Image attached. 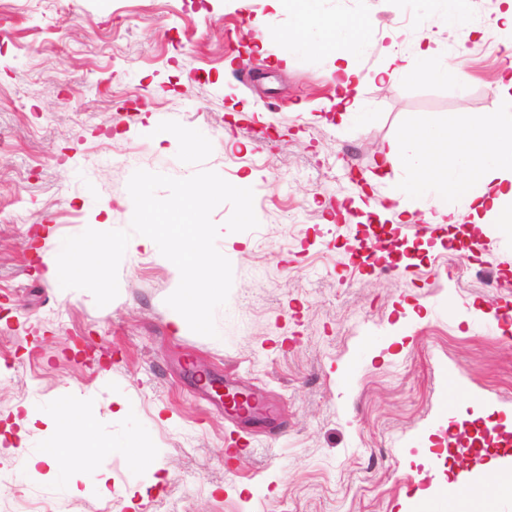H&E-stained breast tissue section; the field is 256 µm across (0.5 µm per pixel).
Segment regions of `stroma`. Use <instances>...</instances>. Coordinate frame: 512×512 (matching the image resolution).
I'll return each mask as SVG.
<instances>
[{"label": "stroma", "instance_id": "35a3bbf8", "mask_svg": "<svg viewBox=\"0 0 512 512\" xmlns=\"http://www.w3.org/2000/svg\"><path fill=\"white\" fill-rule=\"evenodd\" d=\"M318 15L369 21L367 122L338 126L335 61L289 54L303 18L267 0H0V512H413L421 490L449 512L448 446L491 489L473 512H512L496 489L512 457V316L495 313L512 303V238L453 245L418 209L360 266L376 227L339 215L374 146L422 113L495 111L507 63L485 37L460 49L423 0H320ZM421 38L448 72L379 81L386 47ZM139 169L250 181L256 229L229 232V204L212 213L233 269L218 337L174 329L180 275L160 251H126L103 307L42 275L55 240L129 229ZM188 354L262 392L277 434L225 419L191 387ZM64 404L90 414L93 467L37 461ZM131 437L148 460L117 452Z\"/></svg>", "mask_w": 512, "mask_h": 512}]
</instances>
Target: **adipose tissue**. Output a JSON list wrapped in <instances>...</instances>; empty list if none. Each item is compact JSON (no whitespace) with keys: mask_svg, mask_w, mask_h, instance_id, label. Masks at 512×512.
<instances>
[{"mask_svg":"<svg viewBox=\"0 0 512 512\" xmlns=\"http://www.w3.org/2000/svg\"><path fill=\"white\" fill-rule=\"evenodd\" d=\"M362 28L343 20L305 24L301 35L288 39V50L336 59L342 86L360 77L355 57L363 48ZM387 67L380 76L421 79L447 70V63L429 45L414 54L398 45L386 49ZM499 109L466 122L441 126L421 117L416 128L390 144L380 163L381 182L390 183L391 208L375 207L380 218L404 224L416 207L427 223L446 227L468 221L484 235H512V76L497 82Z\"/></svg>","mask_w":512,"mask_h":512,"instance_id":"obj_1","label":"adipose tissue"}]
</instances>
